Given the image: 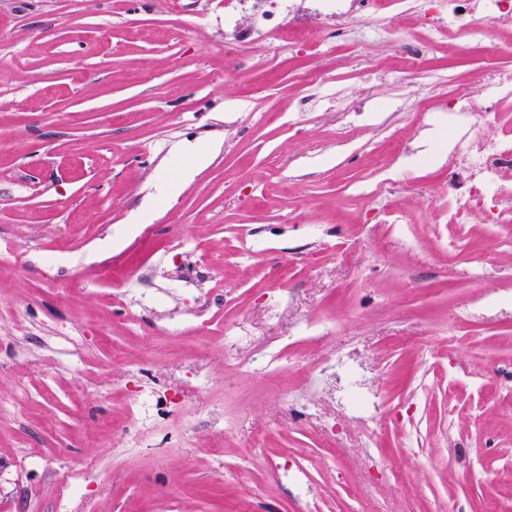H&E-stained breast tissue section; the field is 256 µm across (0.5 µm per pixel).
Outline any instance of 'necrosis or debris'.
I'll return each instance as SVG.
<instances>
[{"instance_id":"1","label":"necrosis or debris","mask_w":512,"mask_h":512,"mask_svg":"<svg viewBox=\"0 0 512 512\" xmlns=\"http://www.w3.org/2000/svg\"><path fill=\"white\" fill-rule=\"evenodd\" d=\"M402 0H293L288 21L280 23L270 0H250L253 27L269 33L289 25L312 42H331L337 55H353L360 42L345 30L347 16L374 18L402 15ZM423 9L410 15L415 35L399 42L395 54L403 69L421 67V47L439 51L452 45L457 54L472 48L485 50L491 61L503 48L512 47V0H423ZM324 18L323 28L312 30L309 20ZM512 100V73L488 66L485 86L464 95L444 90L436 97L448 111V144L434 147L432 155L448 174L436 184L448 204L452 224H508L512 222V128L488 135L489 123L501 119L503 106Z\"/></svg>"}]
</instances>
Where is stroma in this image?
I'll use <instances>...</instances> for the list:
<instances>
[{"instance_id": "stroma-1", "label": "stroma", "mask_w": 512, "mask_h": 512, "mask_svg": "<svg viewBox=\"0 0 512 512\" xmlns=\"http://www.w3.org/2000/svg\"><path fill=\"white\" fill-rule=\"evenodd\" d=\"M169 2L0 0V512H512V226L447 223L433 168L400 183L406 229L361 195L481 49L387 80L353 129L391 39L352 17L358 58L231 51L247 5ZM211 148L209 146H196L191 149L190 163L182 167L176 174L161 178L156 184L158 199L174 200L180 194L185 182L190 180L195 171L203 167L209 157Z\"/></svg>"}]
</instances>
